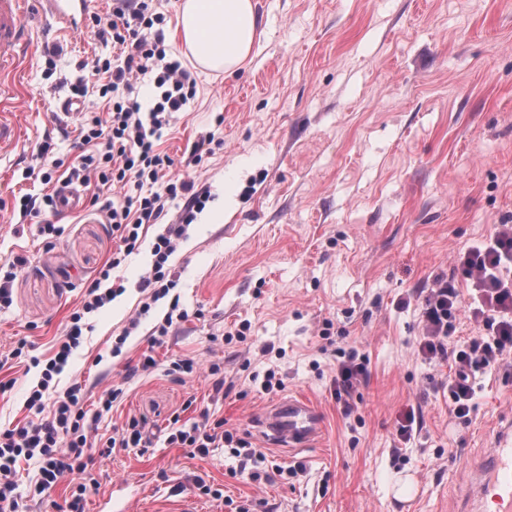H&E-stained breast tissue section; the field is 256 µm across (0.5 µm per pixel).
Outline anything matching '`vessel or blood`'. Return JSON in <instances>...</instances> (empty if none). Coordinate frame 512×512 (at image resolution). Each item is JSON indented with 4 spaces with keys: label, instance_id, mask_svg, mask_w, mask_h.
Here are the masks:
<instances>
[{
    "label": "vessel or blood",
    "instance_id": "vessel-or-blood-1",
    "mask_svg": "<svg viewBox=\"0 0 512 512\" xmlns=\"http://www.w3.org/2000/svg\"><path fill=\"white\" fill-rule=\"evenodd\" d=\"M96 0H0V153L13 149L22 137L15 114L19 109L18 76L31 42L28 17L66 31H79ZM53 205L58 214L78 212L83 199L76 189L60 186ZM322 415L311 403L289 396L267 407L257 428L270 444L291 451L311 446L322 431ZM468 498L476 512H512V429L501 434L489 461L468 480Z\"/></svg>",
    "mask_w": 512,
    "mask_h": 512
}]
</instances>
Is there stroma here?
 I'll list each match as a JSON object with an SVG mask.
<instances>
[{
    "instance_id": "stroma-1",
    "label": "stroma",
    "mask_w": 512,
    "mask_h": 512,
    "mask_svg": "<svg viewBox=\"0 0 512 512\" xmlns=\"http://www.w3.org/2000/svg\"><path fill=\"white\" fill-rule=\"evenodd\" d=\"M260 37L231 74L196 73V95L173 113L161 150L178 173L212 199L169 259L176 286L136 330L161 225L144 226L141 246L116 269L126 291L86 315L84 340L59 375L85 385L95 403L122 384L101 433L136 417L152 445L94 457L23 512H59L76 486L97 482L85 512H98L113 482L128 485L136 512H172L186 498L202 512H463L462 477L512 426V362L475 372L467 421L452 414L449 365L419 354L417 293L438 275L469 290L459 252L512 224V0H255ZM97 0L80 35L34 24L20 74L24 138L0 158V350L27 341L46 359L70 315L116 252L101 210L111 189L89 185L74 216L44 207L23 216L19 199L52 195L78 154L64 105L83 82V61L112 57L95 35L112 15ZM214 143L191 154L200 135ZM53 224L56 234L43 233ZM162 346L149 348L172 306ZM127 341L113 355L118 336ZM355 347L368 376L351 393V415L335 395L333 347ZM152 373H135L144 351ZM190 358L191 375L171 374ZM224 369L216 393L211 364ZM278 385L263 387L268 372ZM40 377L18 360L0 368L12 388L0 396V428L32 419L24 408ZM307 396L325 429L304 451L268 446L254 427L260 410ZM420 406L410 439L397 434ZM256 450L231 445L191 455L168 443L173 419L202 412ZM410 481L412 494L396 495Z\"/></svg>"
}]
</instances>
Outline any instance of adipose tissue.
<instances>
[{
	"mask_svg": "<svg viewBox=\"0 0 512 512\" xmlns=\"http://www.w3.org/2000/svg\"><path fill=\"white\" fill-rule=\"evenodd\" d=\"M177 30L196 67L230 73L249 57L259 18L253 0H181Z\"/></svg>",
	"mask_w": 512,
	"mask_h": 512,
	"instance_id": "adipose-tissue-1",
	"label": "adipose tissue"
}]
</instances>
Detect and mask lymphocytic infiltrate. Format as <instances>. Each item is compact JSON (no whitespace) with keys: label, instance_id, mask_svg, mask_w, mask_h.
Listing matches in <instances>:
<instances>
[{"label":"lymphocytic infiltrate","instance_id":"obj_1","mask_svg":"<svg viewBox=\"0 0 512 512\" xmlns=\"http://www.w3.org/2000/svg\"><path fill=\"white\" fill-rule=\"evenodd\" d=\"M165 16L153 0H116L112 17L99 30L116 50L112 58H95L87 64L92 77L101 82L100 92L108 98L106 117L81 123L80 144L88 152L79 156L71 170L82 183L94 182L114 189L105 211L113 233L132 254L139 231L146 224H162L152 245L153 261L138 284L145 294L141 314L165 298L174 282L168 262L176 252L187 228L211 199L207 189L196 188L194 181L171 177L175 164L167 153L159 151L162 130L172 113L183 111L196 93V80L181 61L172 57L165 45ZM153 74L154 90L149 103H142L136 83L139 76ZM134 193H125L127 185ZM185 204L173 222H166L168 205L176 199ZM120 258L106 262L84 299L71 314V326L55 354L49 359L31 358L30 365L40 368L41 378L27 397L28 409L39 413V422H29L0 430V512H18V483L14 478L20 462L36 460L34 482L37 493H45L63 477L85 469L91 451L111 455L116 448H142L148 439L144 424L130 418L112 436L101 438L97 431L102 419L112 412L121 388H106L95 411L84 407V390L73 384L56 392L55 376L67 366L82 340L85 314L122 295L124 286H110L112 272ZM458 266L471 289L470 304H462L455 285L447 277L436 276L421 289V336L418 350L427 358L451 363L454 376L448 390L456 418H467L473 389L468 383L472 369L497 364L512 353V224L497 225L482 245L457 257ZM468 312L482 336L467 348L451 347L449 339L461 312ZM192 454L208 455L211 449L233 443L223 421L201 420L176 428L167 437Z\"/></svg>","mask_w":512,"mask_h":512}]
</instances>
